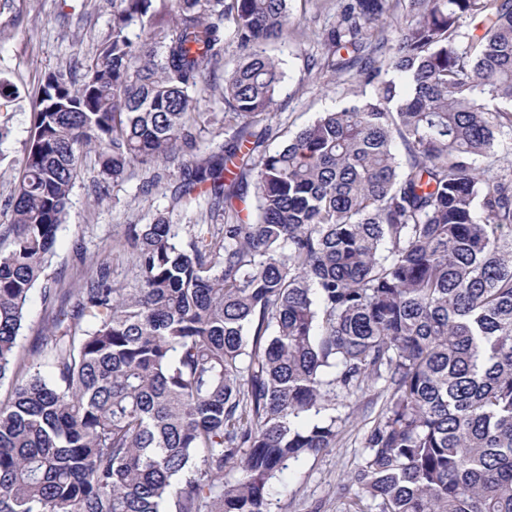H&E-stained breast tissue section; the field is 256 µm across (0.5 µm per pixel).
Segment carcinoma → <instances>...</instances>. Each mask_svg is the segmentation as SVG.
Instances as JSON below:
<instances>
[{
    "label": "carcinoma",
    "instance_id": "cac0c4a2",
    "mask_svg": "<svg viewBox=\"0 0 512 512\" xmlns=\"http://www.w3.org/2000/svg\"><path fill=\"white\" fill-rule=\"evenodd\" d=\"M113 2L80 80L38 90L0 230V381L84 157L104 182L145 167L148 193L151 165L191 157L172 203L200 220L126 225L132 280L102 262L63 293L0 401V512H269V481L336 444L335 400L377 384L348 512H512V110L478 98L512 101V0H343L313 66L347 101L273 152L288 0H169L158 47L154 0ZM227 29L245 54L206 117ZM206 123L233 135L196 155Z\"/></svg>",
    "mask_w": 512,
    "mask_h": 512
}]
</instances>
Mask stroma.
<instances>
[{"label": "stroma", "mask_w": 512, "mask_h": 512, "mask_svg": "<svg viewBox=\"0 0 512 512\" xmlns=\"http://www.w3.org/2000/svg\"><path fill=\"white\" fill-rule=\"evenodd\" d=\"M300 30L268 44L284 71L272 124L296 133L324 112L339 110L346 101L343 82L330 83L309 65L323 56L325 29L337 20V5L318 8L315 0H291ZM112 0H0V76L16 95L0 107L8 134L0 139V225L10 222L9 200L18 182L30 127L33 100L45 74L58 69L80 76L96 46L112 31ZM180 177L178 166L165 176L169 188ZM140 170L122 181L102 183L93 160H86L73 188L67 221L57 232L55 255L41 285L32 292L19 338L18 359L33 368L41 359L43 327L61 309L64 290L97 271V257L108 261L110 278L123 282L132 276L127 252L113 242L125 225L144 224L155 214L169 215L178 231H185L187 215L174 211L168 190L143 194ZM52 289L44 298V289ZM376 387L344 398L337 412L342 418L334 448L290 464L270 482V512H347L351 494L344 483L364 454V433L378 411Z\"/></svg>", "instance_id": "obj_1"}]
</instances>
